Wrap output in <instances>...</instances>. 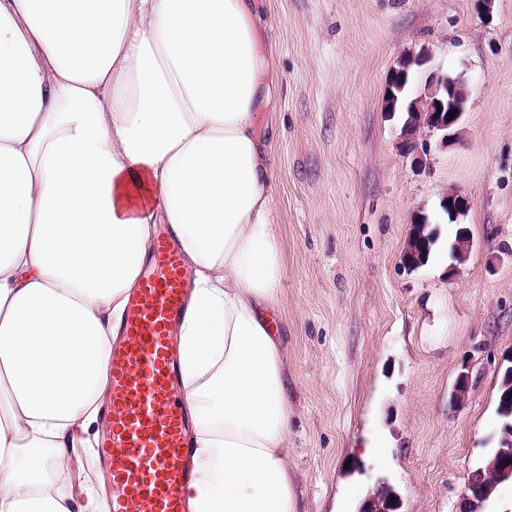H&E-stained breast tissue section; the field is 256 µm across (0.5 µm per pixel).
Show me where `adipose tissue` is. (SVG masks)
Here are the masks:
<instances>
[{
    "mask_svg": "<svg viewBox=\"0 0 512 512\" xmlns=\"http://www.w3.org/2000/svg\"><path fill=\"white\" fill-rule=\"evenodd\" d=\"M249 0H0V512H106L81 468L158 226L190 273L192 512H298Z\"/></svg>",
    "mask_w": 512,
    "mask_h": 512,
    "instance_id": "1",
    "label": "adipose tissue"
}]
</instances>
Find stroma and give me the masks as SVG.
Here are the masks:
<instances>
[{
  "label": "stroma",
  "instance_id": "35a3bbf8",
  "mask_svg": "<svg viewBox=\"0 0 512 512\" xmlns=\"http://www.w3.org/2000/svg\"><path fill=\"white\" fill-rule=\"evenodd\" d=\"M278 81L259 120L273 157L283 276L276 304L302 512H358L379 484L399 512H459L470 473L501 436L512 363V0H256ZM414 76L469 90L457 138L422 163L384 94L400 57ZM465 195L467 260H447ZM438 223L425 266L405 269L415 212ZM464 402L449 403L460 372ZM382 442L386 463L368 447ZM429 62V56L426 52L422 51L418 54H412L411 56H404L401 57L398 62L397 66L394 67L393 76L391 78V81L389 82V85L386 90L385 98H384V110L385 112L389 113H395L396 112V102L397 97L394 94L391 84L393 83L394 79L397 75L405 74L407 75L411 67L414 65H417V67L424 66ZM391 93V97H387V94ZM505 369L501 375V384L498 394L497 413L502 420V435L496 452L499 448H512L509 447L508 444H501L504 433L509 434L508 437L512 438V383L510 384L508 381L504 380Z\"/></svg>",
  "mask_w": 512,
  "mask_h": 512
}]
</instances>
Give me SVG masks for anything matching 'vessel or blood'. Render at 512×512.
Here are the masks:
<instances>
[{"mask_svg":"<svg viewBox=\"0 0 512 512\" xmlns=\"http://www.w3.org/2000/svg\"><path fill=\"white\" fill-rule=\"evenodd\" d=\"M188 292L177 244L159 237L109 361V434L99 462L112 488V512H190V426L175 341Z\"/></svg>","mask_w":512,"mask_h":512,"instance_id":"1","label":"vessel or blood"}]
</instances>
